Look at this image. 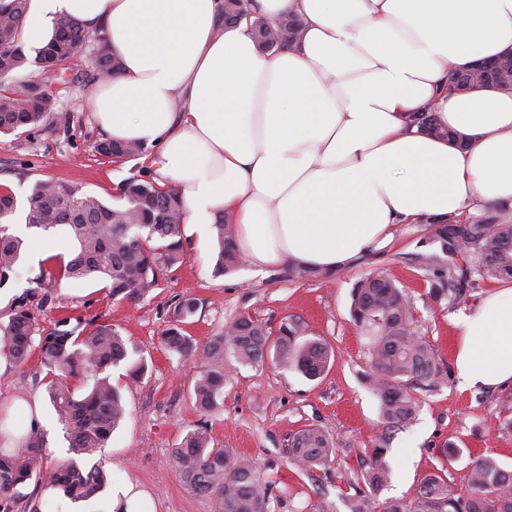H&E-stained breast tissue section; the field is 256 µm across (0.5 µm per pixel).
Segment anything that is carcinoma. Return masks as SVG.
Segmentation results:
<instances>
[{"mask_svg": "<svg viewBox=\"0 0 512 512\" xmlns=\"http://www.w3.org/2000/svg\"><path fill=\"white\" fill-rule=\"evenodd\" d=\"M8 6L0 24V73L9 78L27 63L21 44L22 23L27 0H3ZM252 0H224V18L237 20L250 14ZM270 26L256 17L255 30L264 51L292 44L300 24L284 19L277 25L282 38L270 39ZM96 44L94 69L88 82L112 77L119 63L109 55L105 37L89 32L75 19L61 15L53 23L49 41L36 50L35 63L42 73L65 74L70 60L83 51L89 40ZM35 94L36 108L20 112L17 96ZM55 102L36 83L0 88V135H12L27 126L39 125L54 117ZM144 145L99 143V152L112 159L141 153ZM122 205L110 206L80 188L58 180H38L27 197L25 224L48 232L65 225L77 242L75 255L61 267L60 276L80 280L102 277L109 283L112 297L135 300L150 293L159 277L176 271L186 262L181 224V202L175 189L155 181L131 177L119 189ZM16 211L12 194L0 192V271L10 270L22 258L23 239L9 233V221ZM136 223H130V220ZM432 235L440 243L442 255L430 254L422 262L434 280L429 295L455 306L468 298L465 285L473 277L480 280L512 279V223L498 210H486L471 221L450 217L431 222ZM220 251L215 273L235 271L242 255L235 247L233 224L224 217L214 225ZM299 280H327L331 273L314 268H292ZM197 310L194 298L184 299L175 313L174 324L165 338L168 349L181 356L197 358L203 365L193 385L198 409L210 414L223 408L224 382L228 376L226 355L242 366H252L271 358L293 368L310 380L320 378L335 357L323 339L307 336L296 318L284 319L272 332L241 313L229 330L211 338L202 347L184 333L187 320ZM351 315L369 331V378L379 395L380 434L365 465L356 477L347 480L353 493L346 498L348 512H512V471L493 458L479 456L473 461L468 490L458 493L437 470L426 474L413 498L380 499L390 478L387 461L392 434L415 417L417 402L413 391L432 390L444 382L433 349L419 336L411 302L405 291L382 273L360 279L352 290ZM35 323L30 312L19 310L0 329V343L18 364L26 363L33 344ZM50 400L65 425L72 457L51 469L43 465V440L32 431L22 457H0V512H13L26 498L19 487L34 479L59 487L70 500H87L105 482L95 466L80 467L76 458L91 456L106 447L112 433L126 418V408L118 388L112 385V367L128 363L129 376L140 378L146 360L135 346L110 324L90 320L83 327L57 329L44 337L40 347ZM336 444L321 428L307 425L292 436L288 455L298 469L310 472L331 462ZM180 479L194 491L213 495L218 512H268V497L256 478L255 464L228 449L211 444L208 430L198 427L184 436L172 451Z\"/></svg>", "mask_w": 512, "mask_h": 512, "instance_id": "1", "label": "carcinoma"}]
</instances>
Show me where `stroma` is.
Segmentation results:
<instances>
[{
	"instance_id": "obj_1",
	"label": "stroma",
	"mask_w": 512,
	"mask_h": 512,
	"mask_svg": "<svg viewBox=\"0 0 512 512\" xmlns=\"http://www.w3.org/2000/svg\"><path fill=\"white\" fill-rule=\"evenodd\" d=\"M29 80L40 81L62 120L27 128L17 136H0V191L16 199L13 224L22 223L27 197L39 180L71 183L113 205L126 179H154V172L139 157L115 160L97 152L103 136L91 119L84 71L61 80L47 79L30 63L13 78L17 84ZM26 242L41 245L43 255L25 254L0 276V326L21 307L31 312L41 337L58 329L61 319L94 317L112 324L134 343L148 364L146 374L131 383L125 379V366L112 370L127 416L102 454L93 459L110 476L107 489L95 497L97 512H110L113 489L127 483L146 492L156 512H215L214 498L188 488L172 461L173 448L187 430L200 425L207 427L215 445L254 462L267 489L269 512H313L321 502L329 504L330 512H347L346 480L359 469L379 433V398L367 380L369 338L350 317L355 282L373 272L387 274L408 294L415 326L447 373L437 389L414 392L417 413L390 441L391 476L382 497L412 498L420 478L436 468L444 469L458 492H465L472 462L481 455L512 469V434L498 428L500 419L512 415V386L464 390L455 369L458 323L497 284L476 281L469 287L467 301L455 307L434 301L429 295L431 277L418 262L420 255L440 250L429 224L400 226L387 249L326 282L297 281L289 269L260 270L246 263L232 274L214 276L217 241L213 233H196L185 243L186 262L136 301L112 299L100 280L56 278L73 247L65 231L45 235L30 229ZM187 298L197 301L186 331L198 345L220 334L242 312L273 330L283 319L297 317L310 336L333 347L334 362L314 381L269 362L237 366L224 387L223 410L201 416L192 388L202 367L194 358L170 352L164 341L175 307ZM45 373L36 349L27 363L8 362L0 372V422L8 419L13 398L37 396L43 459L50 468L68 458L69 452L66 434L47 397ZM306 425L320 427L337 448L332 463L310 473L298 470L288 459L293 434ZM450 443L459 453L448 461L441 450Z\"/></svg>"
}]
</instances>
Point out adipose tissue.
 Here are the masks:
<instances>
[{
    "label": "adipose tissue",
    "mask_w": 512,
    "mask_h": 512,
    "mask_svg": "<svg viewBox=\"0 0 512 512\" xmlns=\"http://www.w3.org/2000/svg\"><path fill=\"white\" fill-rule=\"evenodd\" d=\"M223 0H29L25 45L65 14L102 32L119 72L89 110L107 139L151 147L183 222L230 216L254 267L335 272L387 246L397 225L512 213V90L460 94L449 69L512 53V0H255L303 23L261 52ZM430 111L453 136L418 132ZM461 388L512 384V286L461 321Z\"/></svg>",
    "instance_id": "adipose-tissue-1"
}]
</instances>
